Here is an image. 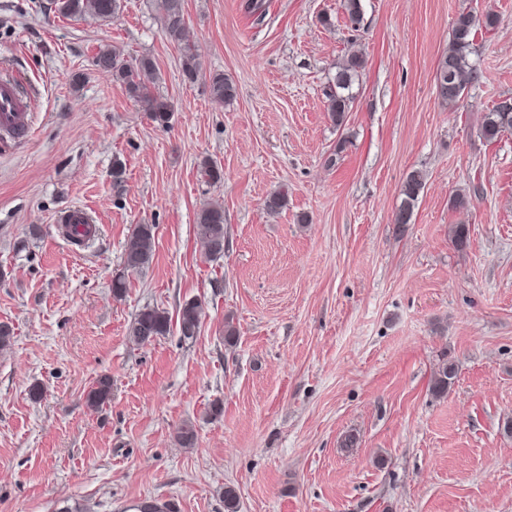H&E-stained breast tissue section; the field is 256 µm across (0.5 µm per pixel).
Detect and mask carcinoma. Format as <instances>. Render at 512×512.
<instances>
[{
  "instance_id": "cac0c4a2",
  "label": "carcinoma",
  "mask_w": 512,
  "mask_h": 512,
  "mask_svg": "<svg viewBox=\"0 0 512 512\" xmlns=\"http://www.w3.org/2000/svg\"><path fill=\"white\" fill-rule=\"evenodd\" d=\"M54 11L66 18L83 19L93 17L100 21L116 18L123 7V0H53ZM245 13L260 25L269 13L267 0H245ZM343 14L346 25L353 30L360 28L363 21L362 0H343ZM161 21L167 38L182 51L181 69L188 82H195L200 74V62L193 52V46L186 40V20L183 0H161ZM500 17L488 11L480 17L469 12L459 14L452 28L448 50L440 57L435 74V87L438 99L450 106L458 107L465 100L467 84L476 77L477 68L471 60L474 53L473 31L482 26L495 28ZM95 65L112 73L117 81L125 86L130 98L146 105V112L155 127L166 130L171 127L174 116L172 104L153 92L157 80V71L153 60L142 56L127 60L123 52L116 47H106L95 56ZM364 66L363 56L350 54L336 64V75L327 92L326 111L331 121L340 128L346 125L351 111L353 96L349 93L353 82ZM211 99L219 104L229 105L237 96L234 81L222 73H213L209 77ZM512 131V114L509 109L495 103L481 116L480 134L492 141L503 133ZM200 177L209 184L219 183L224 179V172L217 164L204 160L199 169ZM424 188V179L420 172L408 175L403 187V199L394 223L410 222L415 202ZM288 204V193L279 189L270 193L264 201L265 209L278 213ZM194 234L205 245H213L206 251L212 259L224 256V207L216 203H207L195 213ZM470 227L467 224H455L451 228V240L454 246L465 249L469 244ZM156 241V225L135 224L128 236L123 253V266L127 271H142L153 260ZM202 318V306L196 300L186 301L179 311V331L185 339L196 336ZM171 318L164 310L146 306L134 316L128 328V336L137 345L152 343L160 336L169 334ZM456 377V367L444 362L434 375L432 393L441 397L448 392L452 380ZM112 395V377L102 375L96 379L86 394V404L92 409L105 405Z\"/></svg>"
}]
</instances>
